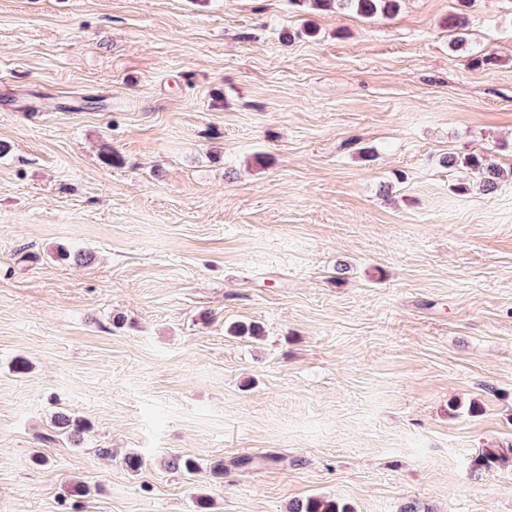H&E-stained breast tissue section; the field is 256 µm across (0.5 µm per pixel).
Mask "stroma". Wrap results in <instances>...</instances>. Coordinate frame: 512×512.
<instances>
[{
  "label": "stroma",
  "mask_w": 512,
  "mask_h": 512,
  "mask_svg": "<svg viewBox=\"0 0 512 512\" xmlns=\"http://www.w3.org/2000/svg\"><path fill=\"white\" fill-rule=\"evenodd\" d=\"M456 7L0 0V512H512V179L441 163L512 170V0ZM298 5L310 3L313 7L328 9L336 8L353 12L367 19L379 15H390L397 7L396 0H293ZM448 167L464 173L454 189L466 193L472 185H477L486 194L493 193L499 186L503 169L490 156L484 153H469L464 156L448 155L443 160ZM55 425L74 445L81 443V436L87 430L84 421L73 417L70 413H60L55 416ZM289 512H355L348 503L321 497H308L304 500H295L288 506Z\"/></svg>",
  "instance_id": "obj_1"
}]
</instances>
